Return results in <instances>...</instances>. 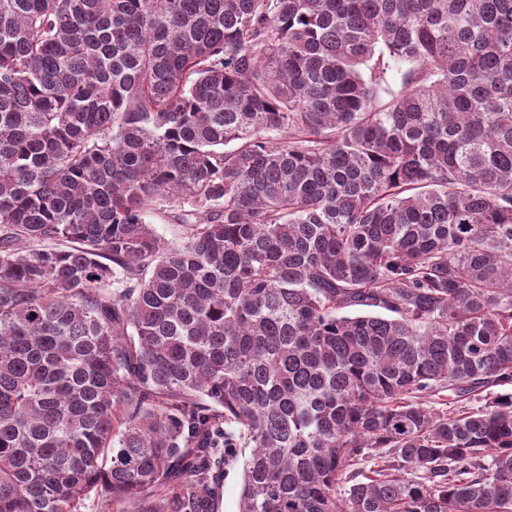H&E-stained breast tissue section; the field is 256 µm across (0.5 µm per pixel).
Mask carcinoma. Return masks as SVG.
I'll use <instances>...</instances> for the list:
<instances>
[{"label":"carcinoma","instance_id":"carcinoma-1","mask_svg":"<svg viewBox=\"0 0 512 512\" xmlns=\"http://www.w3.org/2000/svg\"><path fill=\"white\" fill-rule=\"evenodd\" d=\"M505 385L512 0H0V512L239 447V512H512ZM172 215L153 211L146 216V222L152 224L156 232L164 239L172 241L184 236L186 226L177 223Z\"/></svg>","mask_w":512,"mask_h":512}]
</instances>
